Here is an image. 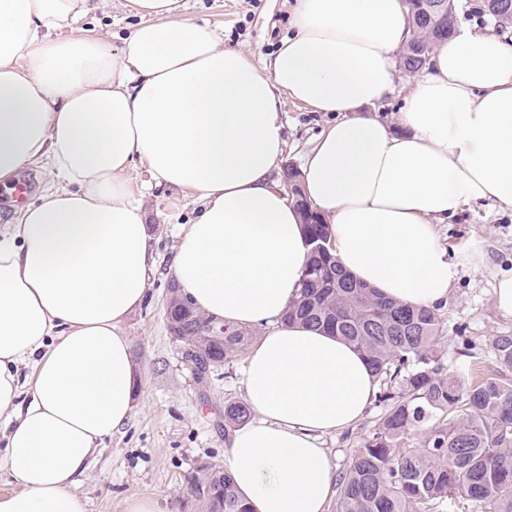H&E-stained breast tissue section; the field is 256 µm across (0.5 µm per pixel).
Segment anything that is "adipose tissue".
Listing matches in <instances>:
<instances>
[{
	"label": "adipose tissue",
	"instance_id": "1",
	"mask_svg": "<svg viewBox=\"0 0 512 512\" xmlns=\"http://www.w3.org/2000/svg\"><path fill=\"white\" fill-rule=\"evenodd\" d=\"M124 6L141 22L116 46L83 27L88 0H0V183L43 160L55 178L0 225V512H86L75 487L131 417L122 326L152 264L154 181L202 203L179 230L182 294L265 329L243 370L254 418L225 443L224 469L251 512H327L320 438L357 423L377 381L337 336L282 321L311 251L271 179L283 100L336 116L302 180L344 270L434 308L467 261L449 260L436 225L484 202L512 210V37L457 30L387 123L368 108L394 91L402 0H297L295 31L263 68L182 20L180 0ZM137 161L151 177L138 186Z\"/></svg>",
	"mask_w": 512,
	"mask_h": 512
}]
</instances>
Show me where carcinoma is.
<instances>
[{
	"mask_svg": "<svg viewBox=\"0 0 512 512\" xmlns=\"http://www.w3.org/2000/svg\"><path fill=\"white\" fill-rule=\"evenodd\" d=\"M414 34L402 69H424L433 45L455 30L458 0L448 16L421 14L405 0ZM500 0H477L464 14L502 26ZM281 182L288 198L304 213L309 238L328 239L330 231L309 208L299 172L287 164ZM182 322L172 342L189 349L187 359L197 384L206 387L221 367H232L256 339L254 329L224 324V341L206 336L214 318L191 302L173 307ZM283 320L320 326L358 348L367 357L384 406L377 427L336 476L332 512H446L452 503L474 500L490 512H512V378L504 375L468 383L450 372L440 350L442 317L437 309L388 300L343 272L332 250L311 251L303 267L300 291ZM500 364L512 368V333L492 343ZM246 403L227 401L224 430L248 422ZM198 512H250L231 477L207 462L187 477Z\"/></svg>",
	"mask_w": 512,
	"mask_h": 512,
	"instance_id": "carcinoma-1",
	"label": "carcinoma"
}]
</instances>
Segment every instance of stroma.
<instances>
[{
  "mask_svg": "<svg viewBox=\"0 0 512 512\" xmlns=\"http://www.w3.org/2000/svg\"><path fill=\"white\" fill-rule=\"evenodd\" d=\"M182 5V18L210 24L225 48L245 52L262 67L291 33L296 3L182 0ZM85 22L108 33L117 46L140 19L116 4L90 11ZM281 119L286 137L283 159L301 166L331 117L288 98ZM198 210V202L166 183L153 185L147 196L154 262L144 299L124 324L144 395L136 401L127 424L91 459L76 487L87 512H123L128 498L142 494L154 495L161 512H194L186 475L202 460L217 466L223 463L224 403L243 399V365L235 363L229 373L218 371L209 387L197 385L178 358L164 316L178 231L194 221ZM436 232L448 254L469 249L479 256L478 262L458 267L448 301L439 308L444 362L454 372L472 369L495 374L501 365L492 340L512 332V317L502 315L495 303L498 277L512 271V212L481 204L437 225ZM380 414V409H369L356 426L323 436V446L337 469L346 468L354 450L373 432Z\"/></svg>",
  "mask_w": 512,
  "mask_h": 512,
  "instance_id": "35a3bbf8",
  "label": "stroma"
}]
</instances>
